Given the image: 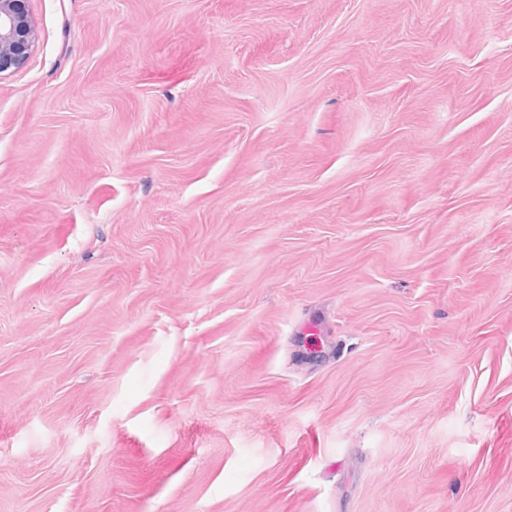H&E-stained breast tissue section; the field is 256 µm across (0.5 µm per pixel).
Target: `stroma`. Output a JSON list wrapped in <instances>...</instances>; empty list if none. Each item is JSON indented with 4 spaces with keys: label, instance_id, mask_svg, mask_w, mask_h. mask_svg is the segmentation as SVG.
Listing matches in <instances>:
<instances>
[{
    "label": "stroma",
    "instance_id": "35a3bbf8",
    "mask_svg": "<svg viewBox=\"0 0 512 512\" xmlns=\"http://www.w3.org/2000/svg\"><path fill=\"white\" fill-rule=\"evenodd\" d=\"M30 12L0 512H512V0Z\"/></svg>",
    "mask_w": 512,
    "mask_h": 512
}]
</instances>
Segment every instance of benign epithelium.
Masks as SVG:
<instances>
[{"label":"benign epithelium","mask_w":512,"mask_h":512,"mask_svg":"<svg viewBox=\"0 0 512 512\" xmlns=\"http://www.w3.org/2000/svg\"><path fill=\"white\" fill-rule=\"evenodd\" d=\"M30 0H0V76L21 68L36 40Z\"/></svg>","instance_id":"1"}]
</instances>
